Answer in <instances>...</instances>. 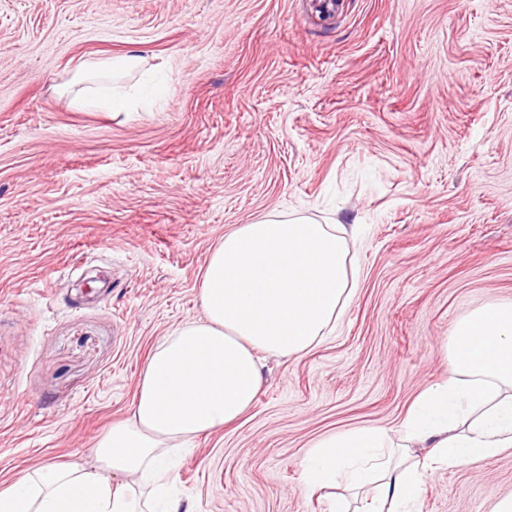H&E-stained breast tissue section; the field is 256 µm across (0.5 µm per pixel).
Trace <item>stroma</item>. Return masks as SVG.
<instances>
[{
	"instance_id": "1",
	"label": "stroma",
	"mask_w": 512,
	"mask_h": 512,
	"mask_svg": "<svg viewBox=\"0 0 512 512\" xmlns=\"http://www.w3.org/2000/svg\"><path fill=\"white\" fill-rule=\"evenodd\" d=\"M0 0V486L94 462L158 341L202 318L225 232L354 227L355 295L266 356L234 425L173 456L194 512H323L325 434L400 439L458 321L512 304V0ZM138 70L85 74L128 53ZM96 87L147 101L77 109ZM512 449L437 466L416 512H493Z\"/></svg>"
}]
</instances>
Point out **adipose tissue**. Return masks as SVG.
<instances>
[{
    "mask_svg": "<svg viewBox=\"0 0 512 512\" xmlns=\"http://www.w3.org/2000/svg\"><path fill=\"white\" fill-rule=\"evenodd\" d=\"M345 228L264 216L225 233L199 290L205 312L155 346L131 416L97 440L95 463H48L0 489V512H153L171 481L168 452L238 420L262 386L258 353L297 356L335 328L352 296ZM408 462L385 433L329 434L301 463L324 489L345 476L373 486L369 512H411L427 471L466 466L512 447V305H488L457 324L449 374L425 390L402 423Z\"/></svg>",
    "mask_w": 512,
    "mask_h": 512,
    "instance_id": "1",
    "label": "adipose tissue"
}]
</instances>
